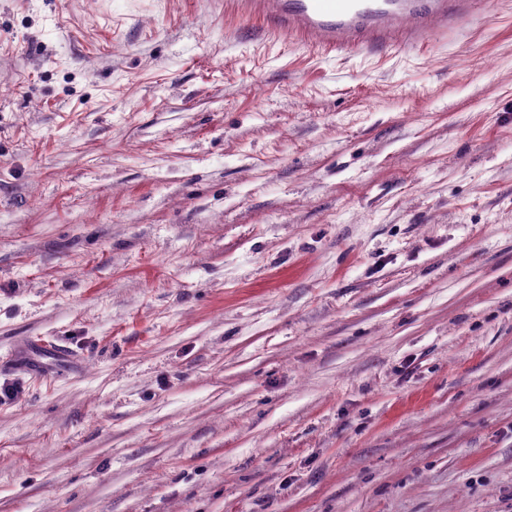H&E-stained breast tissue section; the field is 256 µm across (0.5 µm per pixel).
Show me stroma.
I'll use <instances>...</instances> for the list:
<instances>
[{
    "label": "stroma",
    "instance_id": "obj_1",
    "mask_svg": "<svg viewBox=\"0 0 512 512\" xmlns=\"http://www.w3.org/2000/svg\"><path fill=\"white\" fill-rule=\"evenodd\" d=\"M0 512H512V0L322 52L224 0H0Z\"/></svg>",
    "mask_w": 512,
    "mask_h": 512
}]
</instances>
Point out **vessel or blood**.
Here are the masks:
<instances>
[{
	"label": "vessel or blood",
	"instance_id": "vessel-or-blood-1",
	"mask_svg": "<svg viewBox=\"0 0 512 512\" xmlns=\"http://www.w3.org/2000/svg\"><path fill=\"white\" fill-rule=\"evenodd\" d=\"M481 7L482 0H224L225 11L260 21L270 34L356 52L448 39Z\"/></svg>",
	"mask_w": 512,
	"mask_h": 512
}]
</instances>
